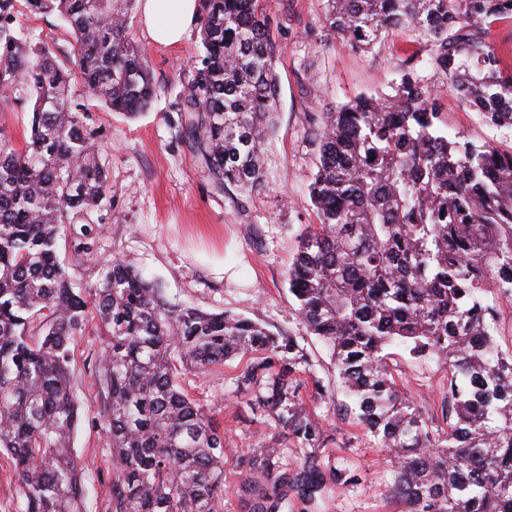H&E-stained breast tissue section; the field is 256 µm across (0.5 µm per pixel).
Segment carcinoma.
Segmentation results:
<instances>
[{"label": "carcinoma", "mask_w": 512, "mask_h": 512, "mask_svg": "<svg viewBox=\"0 0 512 512\" xmlns=\"http://www.w3.org/2000/svg\"><path fill=\"white\" fill-rule=\"evenodd\" d=\"M58 13L70 65L13 27L0 0V85L32 102L19 146L0 133V452L20 491L15 512H82L84 467L73 452L79 402L71 382L87 301L57 254L66 225L99 208L108 175L71 105L72 81L136 118L157 87L129 37L136 0H26ZM330 35L371 49L385 34L425 40L446 87L493 125L512 127V71L488 40L512 0H327ZM203 56L180 114L181 136L212 188L264 187L275 128L279 46L260 0H201ZM439 94L412 65L390 94H361L326 112L309 189L318 223L288 270L300 324L332 350L357 421L393 466L405 512H512V352L496 339L494 298H512V152L450 137ZM104 338L98 380L114 469L112 512H216L224 495V430L180 383L237 355L258 354L237 380L303 450L256 448L240 487L245 512H310L347 469L324 463L323 429L304 406V348L233 313L172 303L114 258L93 289ZM393 343L447 374L448 432L395 382Z\"/></svg>", "instance_id": "carcinoma-1"}]
</instances>
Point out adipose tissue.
Masks as SVG:
<instances>
[{"label": "adipose tissue", "instance_id": "ef3b65f1", "mask_svg": "<svg viewBox=\"0 0 512 512\" xmlns=\"http://www.w3.org/2000/svg\"><path fill=\"white\" fill-rule=\"evenodd\" d=\"M141 24L156 43L185 41L199 19L198 0H138Z\"/></svg>", "mask_w": 512, "mask_h": 512}]
</instances>
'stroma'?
<instances>
[{"mask_svg":"<svg viewBox=\"0 0 512 512\" xmlns=\"http://www.w3.org/2000/svg\"><path fill=\"white\" fill-rule=\"evenodd\" d=\"M272 32L282 45L275 64L279 81L277 130L266 161V186L245 194L236 188L214 193L192 148L177 127L189 93L191 70L201 51L200 32L179 45L153 43L138 15L129 35L144 48L158 96L136 119L111 111L74 83L72 103L98 146L110 192L100 210L78 216L58 243V253L74 287L91 291L104 265L124 259L161 283L175 302L246 316L275 334L295 336L317 378L334 396L320 401L312 384L301 394L324 428L325 459L350 471L333 486L315 512H403L390 497L391 468L370 433L349 415L336 381L331 354L299 323L287 271L298 237L317 216L308 203L316 170L315 134L322 113L333 112L362 93H387L407 60H415L422 84L440 89V126L479 145L512 150V128L482 120L444 89V78L429 61L423 40L412 32L390 34L371 51L352 50L331 36L324 23L325 0H263ZM14 27L28 44L52 46L69 55L71 38L54 14H35L17 0ZM223 273H216V264ZM103 352L98 319L88 314L74 346L72 386L81 421L74 452L85 471L86 512H111L105 485L112 477L111 445L101 423L105 394L97 375ZM390 368L404 392L447 431L442 417L443 371L398 345L387 349ZM248 363L238 356L183 384L224 429V497L217 512H244L238 488L249 478L254 449L279 443L285 462L300 449L272 419L253 413L236 382Z\"/></svg>","mask_w":512,"mask_h":512,"instance_id":"35a3bbf8","label":"stroma"}]
</instances>
